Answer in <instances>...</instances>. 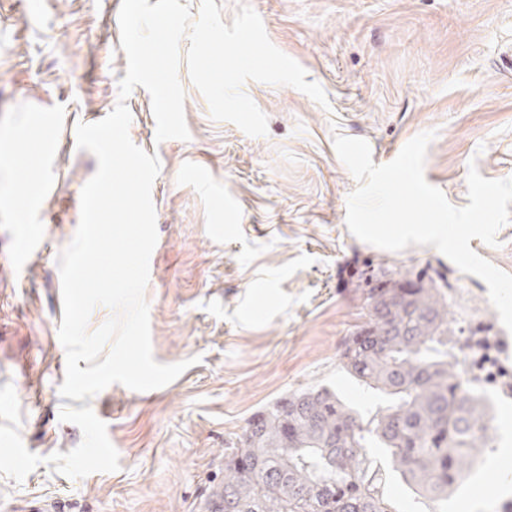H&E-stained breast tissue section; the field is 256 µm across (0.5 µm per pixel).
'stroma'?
<instances>
[{
    "mask_svg": "<svg viewBox=\"0 0 512 512\" xmlns=\"http://www.w3.org/2000/svg\"><path fill=\"white\" fill-rule=\"evenodd\" d=\"M224 23L240 4L272 43L324 89L321 107L289 86L246 82L268 118L252 138L213 120L187 66L179 76L190 138L156 142L143 87L126 104L134 144L157 155L152 186L158 241L145 290L152 352L160 363L200 362L170 384L137 392L113 384L93 398L61 397L66 354L57 257L80 220V194L97 170L75 127L116 105L127 59L121 0H0V437L20 443L22 468L0 466V512L27 502L57 512H200L224 481V450L248 419L288 392L326 384L350 406L366 400L341 371L344 340L366 321L378 271L411 282L442 276L456 348L474 336L512 340L480 278L430 246L386 251L353 236L347 198L357 180L335 134L365 139L374 164L392 161L432 130L424 174L454 206L467 205L469 163L512 176V0H215ZM206 170L207 185L190 173ZM44 194L11 205L26 177ZM44 234L25 260V229ZM459 369L494 402L488 455L512 446V396ZM100 421L106 467L84 465ZM447 512H512V457L486 464Z\"/></svg>",
    "mask_w": 512,
    "mask_h": 512,
    "instance_id": "stroma-1",
    "label": "stroma"
}]
</instances>
